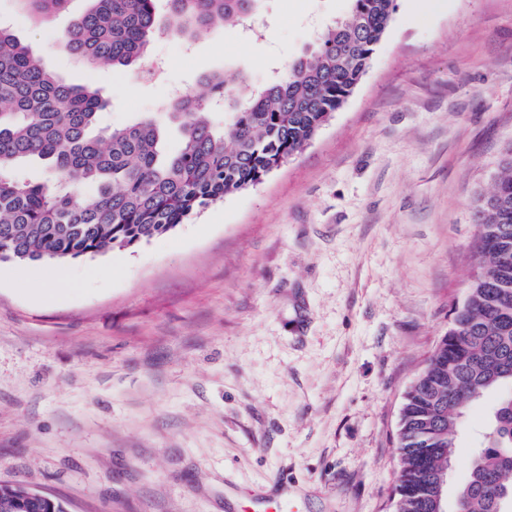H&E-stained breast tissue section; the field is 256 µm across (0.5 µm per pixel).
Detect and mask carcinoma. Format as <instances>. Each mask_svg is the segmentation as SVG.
I'll return each mask as SVG.
<instances>
[{
	"mask_svg": "<svg viewBox=\"0 0 512 512\" xmlns=\"http://www.w3.org/2000/svg\"><path fill=\"white\" fill-rule=\"evenodd\" d=\"M34 24L68 11L71 0H19ZM61 37L94 70L135 69L158 31L187 38L235 24L263 0H88ZM288 69L257 85L243 75L210 74L172 100L168 120L179 151H161L167 125L139 119L97 128L101 90L69 84L0 26V261L26 263L97 255L165 234L199 207L264 180L297 155L346 102L373 59L395 0H350ZM46 162L43 183L8 170ZM95 191L83 194L80 187ZM475 262L463 303L406 394L402 408L396 512H432L435 482L448 480L465 410L486 393L500 396L475 450L459 501L462 512H505L512 488V152L475 213ZM29 492L0 483V512Z\"/></svg>",
	"mask_w": 512,
	"mask_h": 512,
	"instance_id": "cac0c4a2",
	"label": "carcinoma"
}]
</instances>
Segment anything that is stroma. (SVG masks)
Listing matches in <instances>:
<instances>
[{"instance_id":"stroma-1","label":"stroma","mask_w":512,"mask_h":512,"mask_svg":"<svg viewBox=\"0 0 512 512\" xmlns=\"http://www.w3.org/2000/svg\"><path fill=\"white\" fill-rule=\"evenodd\" d=\"M86 7L36 26L0 0V23L63 80L100 86L112 129L208 74L265 82L350 0H266L152 44L156 80L63 51ZM511 150L512 0H396L352 95L262 183L139 245L27 263V282L0 262V482L67 512H237L265 493L395 512L405 397L463 301L478 198ZM496 399L461 421L449 503Z\"/></svg>"}]
</instances>
